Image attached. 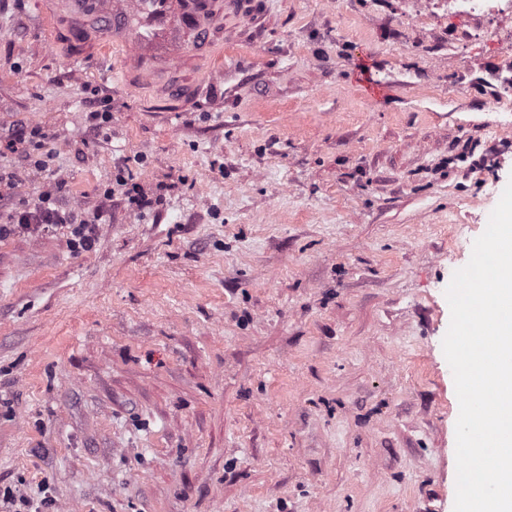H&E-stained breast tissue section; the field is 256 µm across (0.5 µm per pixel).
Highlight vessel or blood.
<instances>
[{"label":"vessel or blood","instance_id":"vessel-or-blood-1","mask_svg":"<svg viewBox=\"0 0 512 512\" xmlns=\"http://www.w3.org/2000/svg\"><path fill=\"white\" fill-rule=\"evenodd\" d=\"M238 0H47L43 24L51 46L75 59L112 60V79L133 89L170 84L173 66L203 69L211 52L190 46L223 28Z\"/></svg>","mask_w":512,"mask_h":512}]
</instances>
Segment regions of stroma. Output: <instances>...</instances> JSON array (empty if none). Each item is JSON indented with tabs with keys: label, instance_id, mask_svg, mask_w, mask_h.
<instances>
[{
	"label": "stroma",
	"instance_id": "obj_1",
	"mask_svg": "<svg viewBox=\"0 0 512 512\" xmlns=\"http://www.w3.org/2000/svg\"><path fill=\"white\" fill-rule=\"evenodd\" d=\"M0 0V210L62 182L92 221L0 239V493L35 512H454L445 291L512 181V11L240 0L177 112ZM109 97L98 130L90 89ZM380 96H373V89ZM153 198L104 196L117 173ZM43 135L38 128L18 127L6 141L4 149L19 153L26 166L35 170H45L48 166L49 152L43 151Z\"/></svg>",
	"mask_w": 512,
	"mask_h": 512
}]
</instances>
